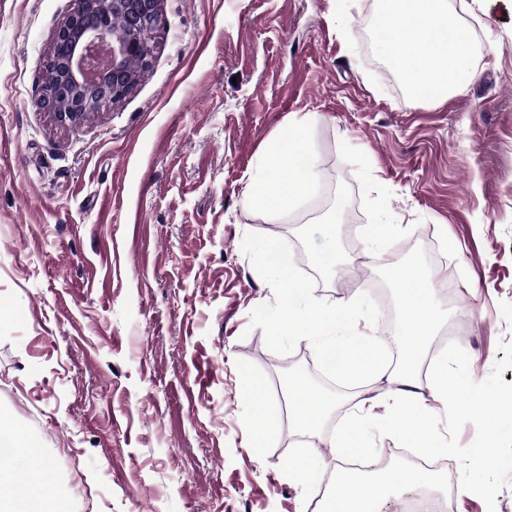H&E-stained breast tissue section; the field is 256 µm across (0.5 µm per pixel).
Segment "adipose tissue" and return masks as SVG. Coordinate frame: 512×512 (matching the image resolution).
Here are the masks:
<instances>
[{"mask_svg":"<svg viewBox=\"0 0 512 512\" xmlns=\"http://www.w3.org/2000/svg\"><path fill=\"white\" fill-rule=\"evenodd\" d=\"M379 19L388 38L382 50L402 74L403 82L417 99L437 101L463 92L475 80L471 63L470 33L449 18L448 0H381ZM304 146L302 129L286 126L270 150L280 162L276 179L257 181L249 195L251 207L277 210L289 207L311 187V167L296 164ZM403 318L399 331L403 351L395 365H388L380 340L371 346L348 350L338 343L326 344L322 354L336 374L353 381L383 371L389 388L364 398L363 405L374 408L392 403L407 417L424 421L427 407L414 394L426 343L434 321L429 304L430 289L423 271L414 264L399 270ZM261 380H250L247 393L252 399L255 432L254 448H265L276 434L282 413L268 408L259 393ZM34 443L22 428L0 425V447L8 449L14 466L0 467V512H61L57 501L46 496L40 484L28 482L27 474L47 473L44 460L32 452ZM434 473L420 468H393L384 474L359 479L342 478L340 492L327 495L323 512H375L378 495L397 483H423L434 480Z\"/></svg>","mask_w":512,"mask_h":512,"instance_id":"1","label":"adipose tissue"}]
</instances>
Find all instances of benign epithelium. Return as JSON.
<instances>
[{
	"instance_id": "obj_1",
	"label": "benign epithelium",
	"mask_w": 512,
	"mask_h": 512,
	"mask_svg": "<svg viewBox=\"0 0 512 512\" xmlns=\"http://www.w3.org/2000/svg\"><path fill=\"white\" fill-rule=\"evenodd\" d=\"M161 0H77V7L54 30L47 55L40 105L64 127L114 103L136 86L141 73L129 62H148L152 30ZM119 18L122 24L113 25Z\"/></svg>"
}]
</instances>
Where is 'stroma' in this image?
I'll return each mask as SVG.
<instances>
[{
	"mask_svg": "<svg viewBox=\"0 0 512 512\" xmlns=\"http://www.w3.org/2000/svg\"><path fill=\"white\" fill-rule=\"evenodd\" d=\"M75 0H0V415L35 439L64 512H321L299 484L306 437L249 445L248 378L280 407L251 312L272 288L246 233L285 239L314 295L389 289L418 263L439 320L462 319L473 380L512 341V0H448L477 78L445 101L401 91L368 34L377 0H162L135 88L78 129L42 109L46 54ZM301 126L315 184L252 208L271 144ZM334 248V266L318 265ZM378 376L316 438L321 467Z\"/></svg>",
	"mask_w": 512,
	"mask_h": 512,
	"instance_id": "obj_1",
	"label": "stroma"
}]
</instances>
